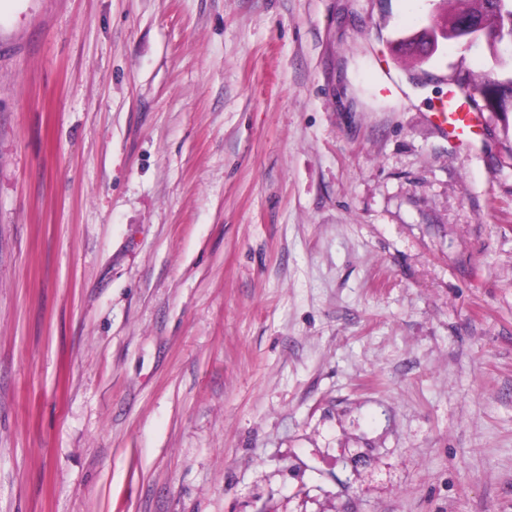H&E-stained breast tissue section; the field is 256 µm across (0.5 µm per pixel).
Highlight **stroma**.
<instances>
[{
	"instance_id": "obj_1",
	"label": "stroma",
	"mask_w": 512,
	"mask_h": 512,
	"mask_svg": "<svg viewBox=\"0 0 512 512\" xmlns=\"http://www.w3.org/2000/svg\"><path fill=\"white\" fill-rule=\"evenodd\" d=\"M459 0H0V512H512V119ZM490 79H495L496 82L492 84V87L499 91H494L493 88L490 87L491 85H488ZM451 81L461 88H467L473 94L478 90L484 91L487 89L485 94L487 106L492 112H498V115L504 118V120L507 119L508 113L512 112V78L500 81L496 77L492 78L487 74L481 78L480 81H475L472 80L468 74L465 76L459 74L454 79H451ZM476 94L484 97V94L481 92H477ZM432 113L440 129L461 143L468 142L477 134L479 112H475L462 93H450L447 99L439 101Z\"/></svg>"
}]
</instances>
